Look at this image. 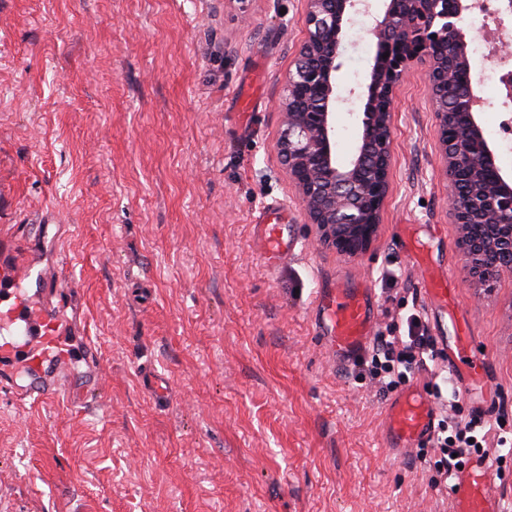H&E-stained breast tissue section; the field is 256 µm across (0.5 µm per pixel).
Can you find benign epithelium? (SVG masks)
<instances>
[{
	"label": "benign epithelium",
	"instance_id": "obj_1",
	"mask_svg": "<svg viewBox=\"0 0 512 512\" xmlns=\"http://www.w3.org/2000/svg\"><path fill=\"white\" fill-rule=\"evenodd\" d=\"M372 30L374 63L362 92L364 109L356 155L336 160V88L342 25L371 13L370 0H306L307 37L280 104L283 127L276 142L281 169L317 226L320 243L356 256L372 243L389 191L392 104L416 59L428 63L443 171L459 241L476 283L485 288L505 272L512 255V182L495 164L494 151L474 112L473 85L448 99L468 57L467 0H381Z\"/></svg>",
	"mask_w": 512,
	"mask_h": 512
}]
</instances>
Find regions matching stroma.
<instances>
[{"instance_id":"1","label":"stroma","mask_w":512,"mask_h":512,"mask_svg":"<svg viewBox=\"0 0 512 512\" xmlns=\"http://www.w3.org/2000/svg\"><path fill=\"white\" fill-rule=\"evenodd\" d=\"M374 20L344 25L336 156L358 146ZM305 0H0V227L54 210L104 367L103 410L0 395V512H450L423 442L383 441L385 395L316 336L325 288L369 285L374 328L419 312L437 362L461 324L483 401L437 406L512 433V273L473 281L442 173L428 64L392 112L391 186L366 252L320 244L276 153ZM287 207L269 271L252 219ZM446 275L455 304L426 293ZM169 377L156 404L138 371ZM279 202L265 204L259 209L253 220L254 247L268 270L281 266L296 248L292 235L293 224L287 222L273 223L269 216L279 212Z\"/></svg>"}]
</instances>
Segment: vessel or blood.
<instances>
[{
  "instance_id": "b4317fda",
  "label": "vessel or blood",
  "mask_w": 512,
  "mask_h": 512,
  "mask_svg": "<svg viewBox=\"0 0 512 512\" xmlns=\"http://www.w3.org/2000/svg\"><path fill=\"white\" fill-rule=\"evenodd\" d=\"M280 208L277 202L266 204L253 220L254 247L271 271L296 248L290 224L270 220ZM36 232L55 246V264L33 256L17 259V231L0 235V391L22 405L100 402L98 354L91 344L76 342V323L64 315L65 307L81 306V290L67 274L74 260L60 249V236H48L45 224H37ZM374 320L367 289L329 288L316 298L315 332L342 361L353 360L366 349ZM140 378L156 402L170 401L172 392L164 376L145 368ZM385 413L389 447L404 448L429 439L434 432L433 404L414 390L402 392L387 404ZM492 476L486 458H470L448 486L452 512H512L511 501L488 494Z\"/></svg>"
}]
</instances>
